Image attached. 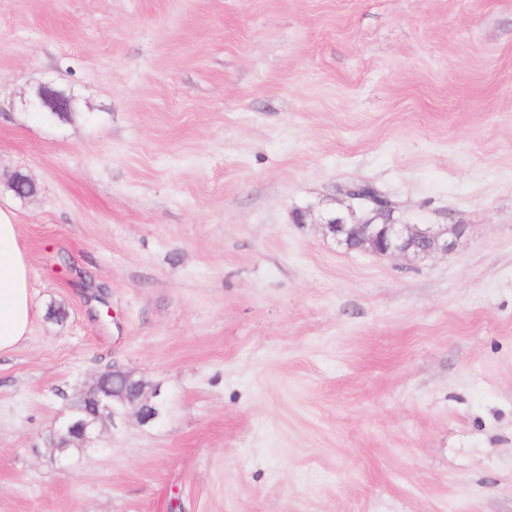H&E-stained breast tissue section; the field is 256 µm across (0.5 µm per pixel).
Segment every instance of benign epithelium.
<instances>
[{
  "mask_svg": "<svg viewBox=\"0 0 512 512\" xmlns=\"http://www.w3.org/2000/svg\"><path fill=\"white\" fill-rule=\"evenodd\" d=\"M21 104L36 112L60 118L75 111L78 98L71 92L40 85ZM322 225L338 244L348 249L355 242L364 253L381 256L411 254L418 258L452 252L466 231L463 224H397L392 219L388 205L369 208V217L362 220H352L340 211L330 210L323 216ZM106 377L104 372L99 374L85 388V391L94 394L93 417H82L68 410L61 413L53 429L58 439L69 443L79 442L87 448L101 440L103 425L113 424L131 411L142 423L159 418L163 405L159 391L149 393L140 385L130 390L102 391L99 386Z\"/></svg>",
  "mask_w": 512,
  "mask_h": 512,
  "instance_id": "obj_1",
  "label": "benign epithelium"
}]
</instances>
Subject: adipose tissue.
Masks as SVG:
<instances>
[{
  "mask_svg": "<svg viewBox=\"0 0 512 512\" xmlns=\"http://www.w3.org/2000/svg\"><path fill=\"white\" fill-rule=\"evenodd\" d=\"M35 316L30 263L18 243V226L0 212V353L23 344Z\"/></svg>",
  "mask_w": 512,
  "mask_h": 512,
  "instance_id": "1",
  "label": "adipose tissue"
}]
</instances>
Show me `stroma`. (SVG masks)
Segmentation results:
<instances>
[{
	"mask_svg": "<svg viewBox=\"0 0 512 512\" xmlns=\"http://www.w3.org/2000/svg\"><path fill=\"white\" fill-rule=\"evenodd\" d=\"M41 84L76 112L21 109ZM15 170L0 512H512V0H0ZM362 182L464 237L345 250L320 219ZM115 364L158 420L59 468ZM34 316L30 263L18 243V224L0 210V353L28 339Z\"/></svg>",
	"mask_w": 512,
	"mask_h": 512,
	"instance_id": "stroma-1",
	"label": "stroma"
}]
</instances>
